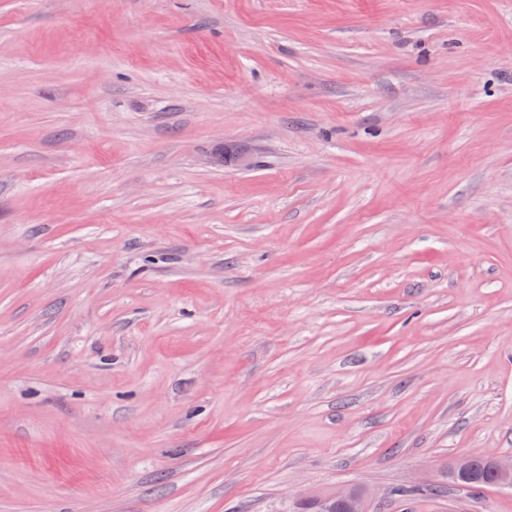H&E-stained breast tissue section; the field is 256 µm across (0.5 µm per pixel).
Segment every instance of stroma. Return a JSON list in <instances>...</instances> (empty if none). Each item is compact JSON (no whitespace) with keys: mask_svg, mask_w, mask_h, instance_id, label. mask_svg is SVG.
I'll return each mask as SVG.
<instances>
[{"mask_svg":"<svg viewBox=\"0 0 512 512\" xmlns=\"http://www.w3.org/2000/svg\"><path fill=\"white\" fill-rule=\"evenodd\" d=\"M512 0H0V512H512ZM489 459L492 463L493 471L488 458L470 457V481H463V471L458 469L456 464L451 472L452 478L469 487L481 488L488 486L494 472V478L491 482L492 486L512 488V455L490 457Z\"/></svg>","mask_w":512,"mask_h":512,"instance_id":"35a3bbf8","label":"stroma"}]
</instances>
